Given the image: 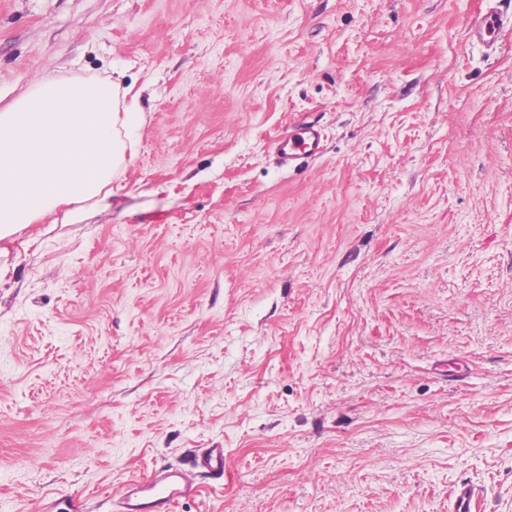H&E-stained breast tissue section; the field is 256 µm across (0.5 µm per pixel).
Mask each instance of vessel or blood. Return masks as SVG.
Listing matches in <instances>:
<instances>
[{"label": "vessel or blood", "instance_id": "b4317fda", "mask_svg": "<svg viewBox=\"0 0 512 512\" xmlns=\"http://www.w3.org/2000/svg\"><path fill=\"white\" fill-rule=\"evenodd\" d=\"M504 28L503 17L489 8L471 19L469 35L472 41L494 51L500 46ZM323 142V130L307 123L279 137L275 142V154L281 166L292 168L319 155ZM200 468L223 471V449H204L198 459L197 469ZM197 469L166 467L154 471L149 477L127 482L115 503L116 512H173L176 504L194 490Z\"/></svg>", "mask_w": 512, "mask_h": 512}]
</instances>
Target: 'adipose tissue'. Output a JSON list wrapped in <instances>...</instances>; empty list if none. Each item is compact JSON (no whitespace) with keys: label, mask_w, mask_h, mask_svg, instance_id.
<instances>
[{"label":"adipose tissue","mask_w":512,"mask_h":512,"mask_svg":"<svg viewBox=\"0 0 512 512\" xmlns=\"http://www.w3.org/2000/svg\"><path fill=\"white\" fill-rule=\"evenodd\" d=\"M129 93L113 79L41 80L0 109V240L107 198L138 124Z\"/></svg>","instance_id":"adipose-tissue-1"}]
</instances>
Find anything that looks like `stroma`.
Returning a JSON list of instances; mask_svg holds the SVG:
<instances>
[{
    "mask_svg": "<svg viewBox=\"0 0 512 512\" xmlns=\"http://www.w3.org/2000/svg\"><path fill=\"white\" fill-rule=\"evenodd\" d=\"M512 0H0V103L122 71L104 206L0 240V512L202 449L174 512H512ZM325 132L306 167L274 140ZM505 28L503 17L492 8L477 13L470 21L469 35L472 41L496 51L500 47L501 34Z\"/></svg>",
    "mask_w": 512,
    "mask_h": 512,
    "instance_id": "1",
    "label": "stroma"
}]
</instances>
